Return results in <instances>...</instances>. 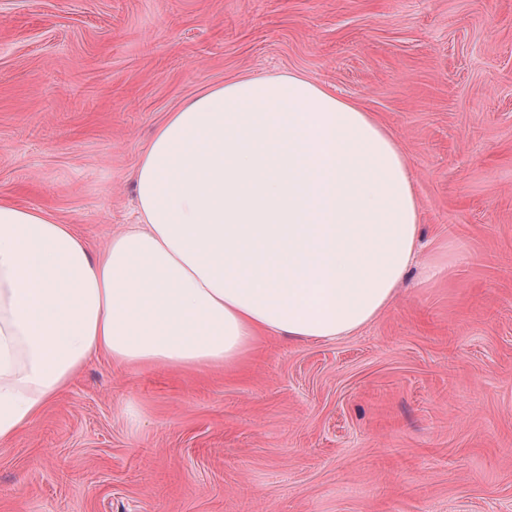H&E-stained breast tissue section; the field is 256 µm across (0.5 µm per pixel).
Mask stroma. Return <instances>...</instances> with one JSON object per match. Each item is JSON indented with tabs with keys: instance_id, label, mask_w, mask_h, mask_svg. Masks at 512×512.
<instances>
[{
	"instance_id": "35a3bbf8",
	"label": "stroma",
	"mask_w": 512,
	"mask_h": 512,
	"mask_svg": "<svg viewBox=\"0 0 512 512\" xmlns=\"http://www.w3.org/2000/svg\"><path fill=\"white\" fill-rule=\"evenodd\" d=\"M288 70L405 155L394 301L230 367L92 359L0 444V512H512V0H0V196L102 248L167 113Z\"/></svg>"
}]
</instances>
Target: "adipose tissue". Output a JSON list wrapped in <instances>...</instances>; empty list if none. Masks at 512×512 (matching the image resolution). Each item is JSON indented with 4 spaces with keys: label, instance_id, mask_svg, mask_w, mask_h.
Segmentation results:
<instances>
[{
    "label": "adipose tissue",
    "instance_id": "1",
    "mask_svg": "<svg viewBox=\"0 0 512 512\" xmlns=\"http://www.w3.org/2000/svg\"><path fill=\"white\" fill-rule=\"evenodd\" d=\"M137 223L94 252L0 198V443L89 360L229 366L259 334L334 341L394 300L420 246L392 135L298 72L242 75L160 124Z\"/></svg>",
    "mask_w": 512,
    "mask_h": 512
}]
</instances>
